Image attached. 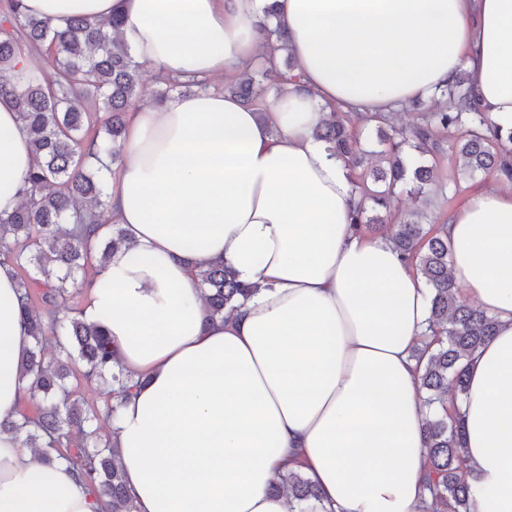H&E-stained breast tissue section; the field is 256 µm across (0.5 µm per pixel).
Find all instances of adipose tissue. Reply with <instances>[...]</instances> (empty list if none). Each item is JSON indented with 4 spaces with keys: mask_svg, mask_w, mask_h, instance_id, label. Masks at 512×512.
Returning a JSON list of instances; mask_svg holds the SVG:
<instances>
[{
    "mask_svg": "<svg viewBox=\"0 0 512 512\" xmlns=\"http://www.w3.org/2000/svg\"><path fill=\"white\" fill-rule=\"evenodd\" d=\"M269 0H23L63 23L120 16L143 67L234 75L263 50ZM301 75L265 111L219 91L129 116L107 174L126 240L99 266L83 316L102 323L139 387L112 421L138 512H289L271 493L304 474L335 512H419L427 454L412 353L430 291L385 235L355 230L358 196L315 126L332 110L394 112L466 71L479 111L512 130V0H278ZM33 153L0 103V215L21 204ZM450 274L494 316L458 406L476 512H512V181L446 221ZM224 262L253 289L211 323L198 273ZM32 340L0 258V420L15 416ZM0 432V512H96L64 462L48 480Z\"/></svg>",
    "mask_w": 512,
    "mask_h": 512,
    "instance_id": "obj_1",
    "label": "adipose tissue"
}]
</instances>
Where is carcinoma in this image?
Masks as SVG:
<instances>
[{
    "label": "carcinoma",
    "mask_w": 512,
    "mask_h": 512,
    "mask_svg": "<svg viewBox=\"0 0 512 512\" xmlns=\"http://www.w3.org/2000/svg\"><path fill=\"white\" fill-rule=\"evenodd\" d=\"M122 21L75 18L63 27L23 12L21 0H0V101L18 113L35 154L27 175L28 187L20 207L0 216V255L12 260L18 276L21 308L33 340L22 359L20 374L31 378L26 388L40 405L34 415L17 412L13 420L0 421V431L25 435L29 448L46 446L56 451L54 460L67 462L85 479L99 505V512H137L135 499L118 465V448L93 427L97 410L85 405L68 385L71 362L85 367V376L109 379L118 387L116 402L108 413L117 415L135 381L115 357L103 325L83 318L67 317L46 325L34 302L59 308L72 295L78 278L94 262L102 263L125 238L118 224L101 227L99 210L107 207V185L100 168L86 165L93 146L116 161L125 133L128 112L140 101L139 65L126 44L112 34ZM265 51L260 61L224 85V92L260 111L265 93L298 83L301 74L286 61V29L261 24ZM32 51H42L52 60L50 81L31 77L19 85L12 72ZM165 89L154 103L165 101L178 87L205 89V81L163 79ZM352 118L376 128L379 144L377 164L364 165L366 150L360 133L347 122ZM392 115L343 113L334 121L319 123L315 136L328 143L348 170L358 195L353 224L376 231L392 224L395 248L420 273L431 290L429 325L422 346L414 357L422 370L421 387L430 411L424 422L428 474L424 484L429 499L422 512H474L472 485L463 456V432L456 407L467 388L466 361L495 335L497 321L457 298L456 284L448 274L450 244L439 224L422 223L417 212L395 223L392 209L396 197L406 191L424 197L443 190L436 173L437 159L444 155L448 134L461 137L449 146L459 166L471 173L505 174L512 179V131L502 133L476 106L465 73L442 91L441 101L419 121L398 132L386 134ZM206 289L207 317L224 320V311L240 306L252 289L236 279L227 265L216 263L198 274ZM54 336L65 359L45 363L42 342ZM288 493L294 512H334L323 504L317 487L304 475L288 472L271 486Z\"/></svg>",
    "instance_id": "obj_1"
}]
</instances>
